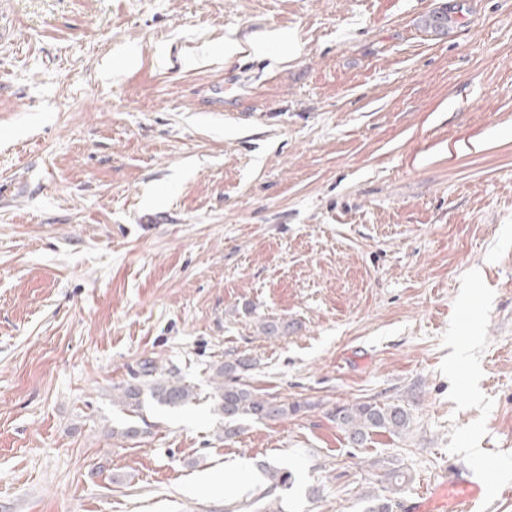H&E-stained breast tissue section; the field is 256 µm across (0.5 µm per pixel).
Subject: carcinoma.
I'll return each instance as SVG.
<instances>
[{
  "label": "carcinoma",
  "instance_id": "1",
  "mask_svg": "<svg viewBox=\"0 0 512 512\" xmlns=\"http://www.w3.org/2000/svg\"><path fill=\"white\" fill-rule=\"evenodd\" d=\"M250 366L247 359L226 361L211 375L213 410L224 417V437L238 432V421L276 420L301 410L298 403L288 404L269 392L253 389L242 380L240 373ZM150 397L160 405L179 407L196 399L195 386L181 378L175 368L160 365L154 359L141 363L138 377L118 389L117 402L130 414L137 415ZM336 424L344 431L354 448L363 447L375 433L399 435L411 422L410 409L399 403L364 402L336 406L331 412ZM270 486L264 489L244 508L252 512H284L281 498L273 495L278 488L289 487L290 475L286 471H268Z\"/></svg>",
  "mask_w": 512,
  "mask_h": 512
}]
</instances>
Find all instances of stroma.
<instances>
[{"label": "stroma", "instance_id": "stroma-1", "mask_svg": "<svg viewBox=\"0 0 512 512\" xmlns=\"http://www.w3.org/2000/svg\"><path fill=\"white\" fill-rule=\"evenodd\" d=\"M1 24L0 512H227L268 466L285 512H363L467 462L512 512V0H0ZM147 358L198 397L127 439L113 393ZM235 358L301 411L222 438ZM373 400L410 428L351 447L330 412Z\"/></svg>", "mask_w": 512, "mask_h": 512}]
</instances>
